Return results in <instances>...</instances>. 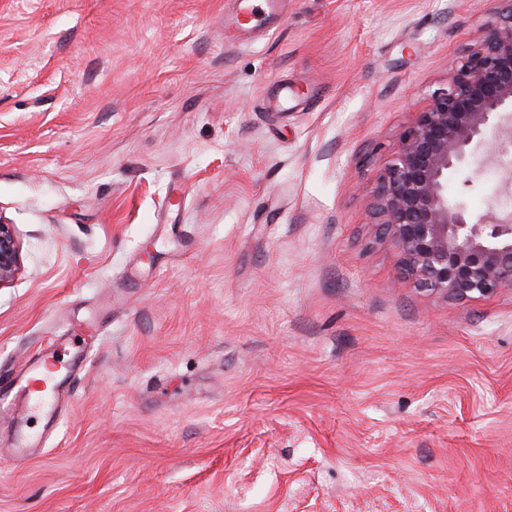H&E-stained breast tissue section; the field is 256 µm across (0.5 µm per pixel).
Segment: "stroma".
I'll return each instance as SVG.
<instances>
[{
	"label": "stroma",
	"instance_id": "obj_1",
	"mask_svg": "<svg viewBox=\"0 0 512 512\" xmlns=\"http://www.w3.org/2000/svg\"><path fill=\"white\" fill-rule=\"evenodd\" d=\"M234 11L0 0V373L98 331L26 464L0 418V512H512V288H415L372 229L474 0ZM502 177L448 199L510 212ZM241 0L236 4L237 24L244 30L262 26L270 17L282 12L283 0H264L251 3ZM21 269V245L15 229L0 215V288L12 286Z\"/></svg>",
	"mask_w": 512,
	"mask_h": 512
}]
</instances>
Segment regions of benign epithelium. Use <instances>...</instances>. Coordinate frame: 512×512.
Segmentation results:
<instances>
[{"instance_id":"7a95c632","label":"benign epithelium","mask_w":512,"mask_h":512,"mask_svg":"<svg viewBox=\"0 0 512 512\" xmlns=\"http://www.w3.org/2000/svg\"><path fill=\"white\" fill-rule=\"evenodd\" d=\"M482 38L461 57L447 87L403 131L378 178L374 223L406 278L444 298L512 288V214L472 221L448 203V170H464L492 128L512 126V0H483ZM22 269L21 245L0 215V288Z\"/></svg>"}]
</instances>
